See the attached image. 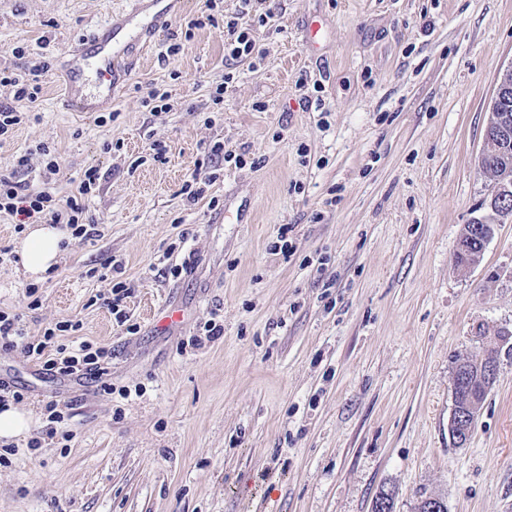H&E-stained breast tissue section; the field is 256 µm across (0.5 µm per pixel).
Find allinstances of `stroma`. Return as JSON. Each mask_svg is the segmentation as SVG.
Masks as SVG:
<instances>
[{"instance_id": "obj_1", "label": "stroma", "mask_w": 512, "mask_h": 512, "mask_svg": "<svg viewBox=\"0 0 512 512\" xmlns=\"http://www.w3.org/2000/svg\"><path fill=\"white\" fill-rule=\"evenodd\" d=\"M125 2L0 0V71L50 67L35 102L0 85L1 105L31 115L0 143V173L39 188L35 148L50 146L61 204L86 168L100 173L87 200L99 236L69 240L34 310L21 265L1 263L0 311L22 314L34 338L77 321L57 344L112 350L92 382L38 375L21 348L0 347V376L24 388L33 420L0 467V512H371L383 489L394 512L429 496L448 512H512V356L500 354L467 443L449 436L456 361L485 358L502 346L493 328L512 330V220L468 273L454 264L495 187L479 157L512 64V0H273L267 25L240 20L262 52L253 61L225 60L209 27L167 54L205 5L182 0L111 119L61 111L70 50ZM310 20L322 23L314 47ZM151 87L171 111L145 107ZM211 140L247 164L188 202ZM155 142L167 163L149 160ZM28 150L32 168H17ZM111 257L119 270L104 269ZM119 282L133 287V335L105 305ZM170 305L183 321L158 328ZM212 318L222 335L192 345ZM51 398L70 407V437L30 449Z\"/></svg>"}]
</instances>
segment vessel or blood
I'll list each match as a JSON object with an SVG mask.
<instances>
[{
    "label": "vessel or blood",
    "instance_id": "b4317fda",
    "mask_svg": "<svg viewBox=\"0 0 512 512\" xmlns=\"http://www.w3.org/2000/svg\"><path fill=\"white\" fill-rule=\"evenodd\" d=\"M130 8L111 16L101 33L78 43L65 66L63 109L95 112L111 104L127 81L135 57L164 31L179 0H130Z\"/></svg>",
    "mask_w": 512,
    "mask_h": 512
}]
</instances>
